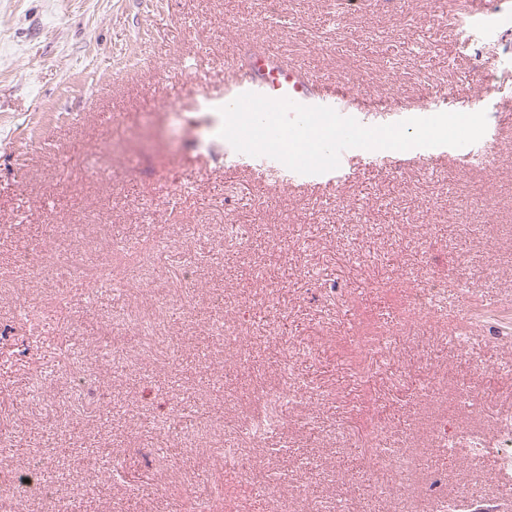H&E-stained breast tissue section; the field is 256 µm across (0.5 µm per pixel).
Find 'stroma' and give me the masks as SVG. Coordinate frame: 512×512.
<instances>
[{
	"mask_svg": "<svg viewBox=\"0 0 512 512\" xmlns=\"http://www.w3.org/2000/svg\"><path fill=\"white\" fill-rule=\"evenodd\" d=\"M481 2L0 0V329L25 304L54 315L59 265L134 272L125 291L66 312L93 391L72 392L39 344L0 359V427L22 448L19 469L40 466L16 512H196L201 498L212 512H330L341 499L353 512H421L439 466L449 494L474 487L498 506L497 457L451 460L431 438L443 422L492 435L512 419V0ZM464 19L471 49L448 36ZM257 43L355 99L384 101L383 112L353 110L362 125L476 104L487 130L467 149L394 152L383 172L355 148L349 169L318 182L263 181L261 157L213 140L219 112L163 101L197 74L232 89ZM489 145L493 162L464 165ZM163 231L174 247L156 258L147 246ZM186 252L197 258L189 288ZM429 277L447 291L431 318H407ZM159 296L177 308L157 307ZM466 296L480 303L460 344L451 333ZM131 319L150 330L116 374L97 342ZM363 336L390 342L354 351ZM289 358L313 392L247 443L242 429ZM40 369L44 390L29 396ZM374 416L413 469L411 488L385 500L364 474ZM231 445L287 483L256 501L214 466ZM310 459L319 474L303 473Z\"/></svg>",
	"mask_w": 512,
	"mask_h": 512,
	"instance_id": "35a3bbf8",
	"label": "stroma"
}]
</instances>
